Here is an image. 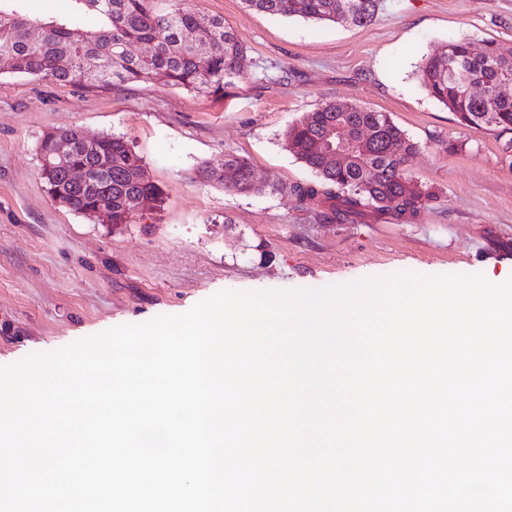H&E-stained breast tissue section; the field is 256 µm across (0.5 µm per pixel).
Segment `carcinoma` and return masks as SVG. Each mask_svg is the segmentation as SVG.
I'll return each instance as SVG.
<instances>
[{"instance_id": "carcinoma-1", "label": "carcinoma", "mask_w": 512, "mask_h": 512, "mask_svg": "<svg viewBox=\"0 0 512 512\" xmlns=\"http://www.w3.org/2000/svg\"><path fill=\"white\" fill-rule=\"evenodd\" d=\"M19 0H0V76L25 73L56 84L81 83L109 89L152 80L215 99L241 76L244 46L236 33L218 17H203L189 0H71L73 12L66 19H37L22 13ZM247 7L273 18L301 17L321 23H338L340 0H244ZM351 26L373 21L381 0H348ZM99 20L90 31L82 15ZM134 44L148 45V55L134 54ZM482 55H469L468 43H452L453 51L425 58L419 68L424 90L453 112L463 126L499 133L512 131V94H490L476 99L467 94L464 81L477 80L494 90L505 75H512V54L493 41ZM344 123L347 134L364 141L363 150L345 165H331L317 148L327 130ZM72 143L63 161L41 169L53 200L103 223L105 203L112 205V223L129 224L148 199L163 206L162 188L151 178L143 157L117 135H104L87 147L83 133L67 129L44 134L38 154L49 156L55 138ZM285 148L317 177L312 183L291 187L300 202L317 200L329 224H365L369 220L412 223L432 194L419 190L404 193L410 180L408 162L417 149L385 112L360 105L326 100L288 126ZM74 167L85 169L87 179L69 178ZM250 163L235 154H224V164L204 162L195 171L196 181L238 194H260L266 187L251 180Z\"/></svg>"}]
</instances>
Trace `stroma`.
<instances>
[{"label": "stroma", "instance_id": "35a3bbf8", "mask_svg": "<svg viewBox=\"0 0 512 512\" xmlns=\"http://www.w3.org/2000/svg\"><path fill=\"white\" fill-rule=\"evenodd\" d=\"M245 45L242 76L214 100L155 81L110 89L0 77V365L121 324L179 315L223 290L295 289L408 271L512 276V152L459 124L420 86L425 57L465 40L512 50V0H383L364 27L272 19L243 0H192ZM296 76L282 81L283 71ZM328 99L389 113L416 143L434 195L410 224H329L290 188L315 178L283 132ZM125 136L166 196L161 211L100 224L57 205L39 177L49 131ZM243 156L266 193L194 179Z\"/></svg>", "mask_w": 512, "mask_h": 512}]
</instances>
